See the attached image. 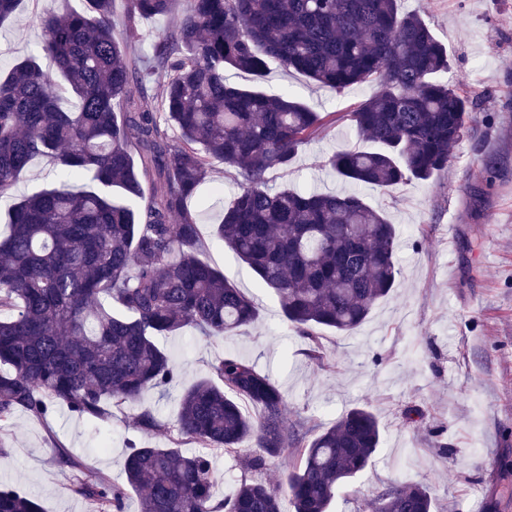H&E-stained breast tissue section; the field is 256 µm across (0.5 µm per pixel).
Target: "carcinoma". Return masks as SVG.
<instances>
[{"instance_id": "1", "label": "carcinoma", "mask_w": 512, "mask_h": 512, "mask_svg": "<svg viewBox=\"0 0 512 512\" xmlns=\"http://www.w3.org/2000/svg\"><path fill=\"white\" fill-rule=\"evenodd\" d=\"M82 2L37 16V54L0 74V196L36 159H50L59 176L15 202L0 233V431L18 413L46 422L57 406L109 422L145 391L177 381L157 338L191 329L222 340L257 322L253 300L202 258L190 203L214 160L238 179L213 236L275 292L284 320L310 341L306 355L327 365L321 330L355 329L393 292L396 230L354 191L269 188L268 172L292 167L335 113L240 87L226 71L260 78L275 61L338 93L372 85L348 117L376 149L337 152L327 166L353 186L386 189L448 169L476 119L478 97L444 79L448 47L398 0H186L177 26L131 58L126 44L140 21L169 14L175 0H122L120 33L116 0ZM152 90L156 110L146 104ZM86 176L97 189L72 188ZM285 404L255 361L227 351L182 394L168 445L153 441L161 423L140 407L145 438L125 458V483L57 442L54 461L78 472L70 490L93 512H127L130 489L139 512H282L284 494L293 512H329L377 452L379 421L357 406L318 431L306 417L287 418ZM187 444L202 451L186 454ZM289 448L286 493L250 479ZM217 454L242 458L223 500L213 493ZM432 509L419 483H382L358 505ZM0 512L43 509L0 486Z\"/></svg>"}]
</instances>
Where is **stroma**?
Listing matches in <instances>:
<instances>
[{"mask_svg":"<svg viewBox=\"0 0 512 512\" xmlns=\"http://www.w3.org/2000/svg\"><path fill=\"white\" fill-rule=\"evenodd\" d=\"M51 5L21 0L14 20L0 27V72L37 52L42 32L35 18ZM399 6L431 22L448 47L449 82L466 81L482 106L447 170L390 191L358 189L396 228L400 274L394 292L352 333L323 331L333 366L318 368L305 355L307 339L283 321L276 295L213 238V189L221 187L228 196L237 182L234 169L213 162L196 202L208 239L204 257L253 299L259 322L228 340L187 333L161 338L179 378L166 393L148 391L143 401L161 420H171L183 389L210 376L215 359L233 351L256 360L279 382L289 417L306 416L326 427L357 405L377 414L382 446L368 469L342 489L332 512H356L357 501L390 480L426 484L437 512H469L479 503L484 512H512V0H400ZM228 77L269 95L292 91L316 111L335 113V126L304 146L291 169L270 171L268 184L342 189L323 162L360 148L345 114L371 87L339 93L275 62L259 79L234 70ZM57 179L47 160H35L10 195L0 197V225L12 202ZM411 407L423 413L421 425L405 422ZM142 437L130 410L109 423L63 408L46 423L17 415L0 450V485L36 496L44 512H91L70 491L72 471L55 465L54 443L118 480L130 444ZM444 444L455 456L442 454ZM488 457L496 463L490 481L478 466Z\"/></svg>","mask_w":512,"mask_h":512,"instance_id":"1","label":"stroma"}]
</instances>
